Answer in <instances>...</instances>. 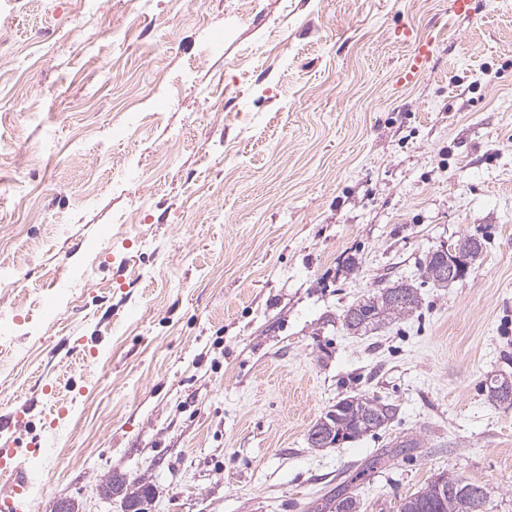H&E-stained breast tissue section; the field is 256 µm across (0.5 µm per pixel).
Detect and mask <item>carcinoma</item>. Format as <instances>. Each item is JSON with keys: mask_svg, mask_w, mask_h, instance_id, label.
I'll return each instance as SVG.
<instances>
[{"mask_svg": "<svg viewBox=\"0 0 512 512\" xmlns=\"http://www.w3.org/2000/svg\"><path fill=\"white\" fill-rule=\"evenodd\" d=\"M444 258L429 253L421 267L425 281L445 287L461 278L465 272L454 276L442 275ZM419 307L417 287L407 281L383 288L375 295L351 305L343 315V326L347 331L358 333L375 330L411 316ZM503 378L489 376L485 388L489 399L498 406L512 407V398L500 392ZM398 408L392 403L366 394L348 396L336 402L334 409L313 426L309 444L314 448L333 445L337 441L355 439L387 427L397 417ZM374 464L357 467L336 486V492L322 502L308 503L307 512H360V500L350 492L352 484L364 480ZM104 492L120 498L122 512L134 509L145 494L154 493L153 484L139 479L128 481L121 475H113L107 481ZM490 501V490L483 484L469 481L461 476L440 473L425 487L404 498L399 512H485Z\"/></svg>", "mask_w": 512, "mask_h": 512, "instance_id": "1", "label": "carcinoma"}]
</instances>
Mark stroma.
Here are the masks:
<instances>
[{
  "mask_svg": "<svg viewBox=\"0 0 512 512\" xmlns=\"http://www.w3.org/2000/svg\"><path fill=\"white\" fill-rule=\"evenodd\" d=\"M464 234L483 255L424 283ZM397 281L413 316L343 327ZM494 374L512 376V0H0V450L27 512H121L114 471L151 478L147 512H304L380 454L363 512L441 472L512 512ZM357 393L397 418L310 447ZM438 254L448 258V269L445 267L446 273H450L447 276H442V266L445 264L443 257H439L436 252L429 253L421 267V277L425 281L437 285L440 287L448 286L449 282H452L458 278L463 277L467 271L463 270L454 275L456 266H459L463 262V255L465 253V247L463 242L453 243L450 246L446 245L442 249L437 251ZM454 275V276H453ZM0 470L6 473L8 484L12 487L13 494L9 497L0 500V509L11 512L15 510V502L21 497H26L29 490V477L27 472L20 466L15 465L13 462L6 464L1 460Z\"/></svg>",
  "mask_w": 512,
  "mask_h": 512,
  "instance_id": "1",
  "label": "stroma"
}]
</instances>
